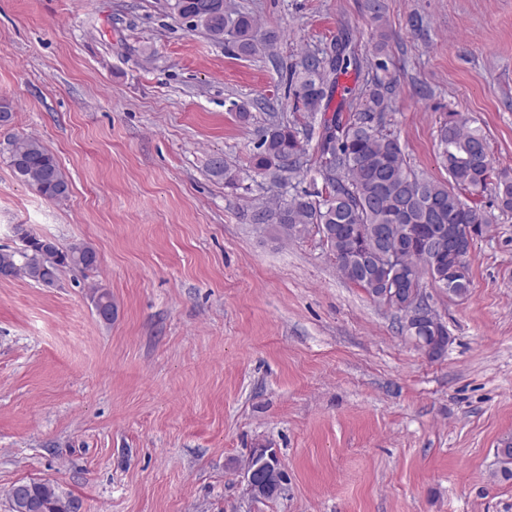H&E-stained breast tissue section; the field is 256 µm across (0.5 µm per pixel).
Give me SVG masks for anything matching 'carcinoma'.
<instances>
[{"instance_id": "obj_1", "label": "carcinoma", "mask_w": 512, "mask_h": 512, "mask_svg": "<svg viewBox=\"0 0 512 512\" xmlns=\"http://www.w3.org/2000/svg\"><path fill=\"white\" fill-rule=\"evenodd\" d=\"M164 10L199 30L211 41L243 56L273 45L279 39L274 31L261 30L252 15L230 0H164ZM348 38L336 39L330 53L304 54L299 68L289 74L288 90L305 111L316 115L323 103L330 102L338 75L344 66ZM388 86L377 80L372 85L366 107L356 112H335L323 119L317 141V173L322 190L294 191L274 203L255 207L252 221L268 224L286 237L300 236L313 228L316 232L332 226L336 235L325 245L335 256L344 278L362 288L378 304L397 306L403 322L401 331L412 336L437 335L435 347L444 353L448 330H433L426 323L419 329L406 327L412 304L408 297L385 295V282L400 284L411 277L440 274L448 280V293L467 295L471 285L469 251L453 260L437 242H428L434 224H453L461 238L481 236L490 224L477 198L488 186L496 189L498 207L512 212V174L497 171L489 153L487 137L479 127L459 112L448 113L440 126L439 145L448 182H440L414 170L406 161L399 138L384 130L389 109ZM308 129H299L277 112L267 113L266 123L251 162L257 171L275 182L290 180L303 168L304 139ZM8 163L13 171L41 196L61 201L68 198L70 183L56 156L35 138H20L12 143ZM210 169L224 178V185L235 187L239 171L216 158ZM389 226L393 240L402 245L400 266L387 270L377 264H362L373 247L372 232ZM98 263L97 251L89 244H78L66 251L55 242L31 235L30 242L14 251H0V272L11 279L23 277L45 287L55 286L64 267L92 270ZM98 314L112 319V295L105 289L92 291ZM250 457L263 463L258 499L273 500L288 481L273 448H255ZM11 512H28L26 501L37 504V512H68L72 497H64L49 482L22 481L9 491Z\"/></svg>"}]
</instances>
